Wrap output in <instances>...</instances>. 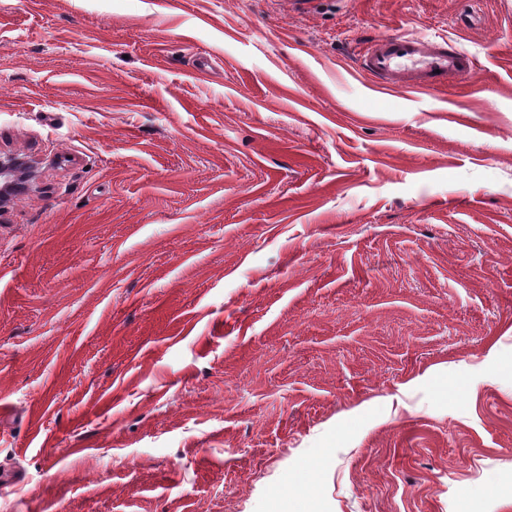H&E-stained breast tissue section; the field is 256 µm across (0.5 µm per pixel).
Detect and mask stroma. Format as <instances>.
<instances>
[{
	"instance_id": "35a3bbf8",
	"label": "stroma",
	"mask_w": 512,
	"mask_h": 512,
	"mask_svg": "<svg viewBox=\"0 0 512 512\" xmlns=\"http://www.w3.org/2000/svg\"><path fill=\"white\" fill-rule=\"evenodd\" d=\"M1 152L0 512H512V0H0ZM362 57L366 73L391 88L434 89L448 78L465 77L473 70V62L465 54L405 34L375 38Z\"/></svg>"
}]
</instances>
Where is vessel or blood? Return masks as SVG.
Masks as SVG:
<instances>
[{
  "label": "vessel or blood",
  "mask_w": 512,
  "mask_h": 512,
  "mask_svg": "<svg viewBox=\"0 0 512 512\" xmlns=\"http://www.w3.org/2000/svg\"><path fill=\"white\" fill-rule=\"evenodd\" d=\"M363 68L388 87L424 90L452 77L468 76L473 63L438 42L404 34L375 38L365 49Z\"/></svg>",
  "instance_id": "b4317fda"
}]
</instances>
